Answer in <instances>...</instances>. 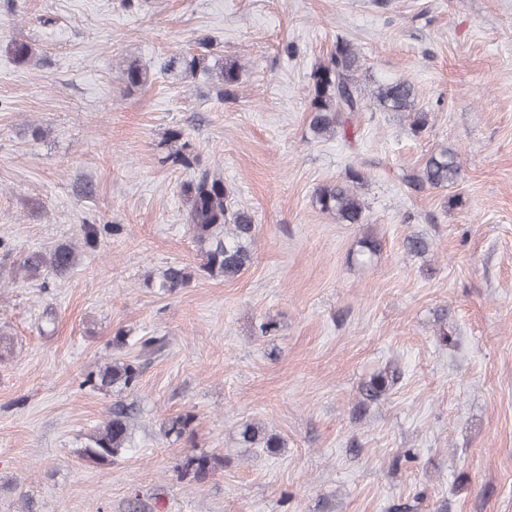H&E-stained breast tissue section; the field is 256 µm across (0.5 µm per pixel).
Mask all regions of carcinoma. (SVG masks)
Wrapping results in <instances>:
<instances>
[{"mask_svg": "<svg viewBox=\"0 0 512 512\" xmlns=\"http://www.w3.org/2000/svg\"><path fill=\"white\" fill-rule=\"evenodd\" d=\"M14 58L24 63L33 55V47L22 40L10 43ZM168 66H178L186 74L199 73L214 76L219 85L218 96H227L239 85L241 66L236 59H225L214 66L207 64V55L192 52L181 53L170 59ZM361 67V57L349 42L336 41L328 61L320 64L309 75V129L316 138L329 137L342 125L341 114L358 112L365 98L362 89L355 84V74ZM121 77L127 87H138L146 82V72L135 62L126 64ZM377 106L391 112H406L412 117L411 129L419 133L428 124L429 113L414 111L415 89L405 80L376 86L370 92ZM167 153L159 162L184 171L194 168L196 157L188 151V143L183 141V132L171 129L167 133ZM461 178L458 151L443 147L432 152L417 168L404 169L401 181L409 188L420 191L425 188L445 187ZM362 172L353 167L346 172L343 182L320 187L315 193V204L319 210L332 216L341 224L363 223L364 204L357 193V185L362 183ZM188 202L187 224L193 239L199 246L200 269L211 276H221L234 280L246 271L252 262L253 247L257 235L251 212L242 206H234L229 200L230 191L224 180L208 171L190 176L182 185ZM406 249L418 256L431 250L430 241L417 233L405 239ZM379 250L378 240L365 235L359 240L358 256L369 260ZM80 262V254L74 244H58L46 252H38L24 259L22 267L28 277L38 278L44 272L62 276L70 272ZM193 273L178 265L168 267L158 281L147 279V286L164 293H173L187 287ZM140 352L155 353L167 345L164 336L140 337L136 340ZM139 365L132 360L114 358L90 371L80 381V387L91 392L117 388L132 391L138 385ZM395 381V376L379 372L363 385V394L369 400H376L386 394ZM196 415L190 411L177 415L162 423V431L167 438L181 439L192 434V424ZM240 443L245 448H280V437L268 435L257 425L248 423L239 431ZM132 415L124 410L112 412L96 430L89 435L88 442L81 450L82 457L104 465L131 448ZM212 469L210 459L205 456H192L186 459L183 476L193 475L199 480Z\"/></svg>", "mask_w": 512, "mask_h": 512, "instance_id": "carcinoma-1", "label": "carcinoma"}]
</instances>
